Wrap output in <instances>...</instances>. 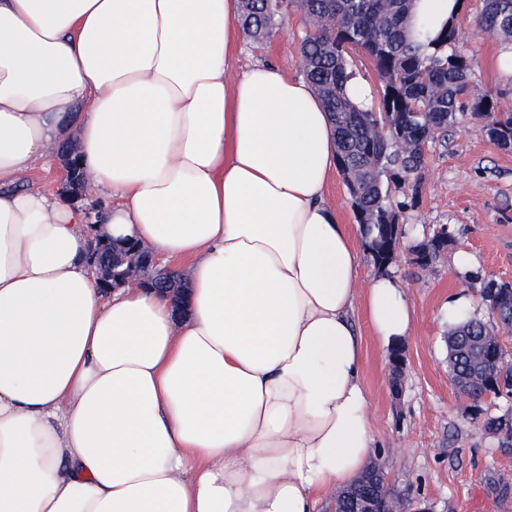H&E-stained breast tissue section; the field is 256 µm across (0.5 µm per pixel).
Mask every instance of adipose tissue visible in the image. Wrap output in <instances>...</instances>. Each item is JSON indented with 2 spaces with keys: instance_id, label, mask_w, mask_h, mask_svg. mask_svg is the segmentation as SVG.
Returning a JSON list of instances; mask_svg holds the SVG:
<instances>
[{
  "instance_id": "1",
  "label": "adipose tissue",
  "mask_w": 512,
  "mask_h": 512,
  "mask_svg": "<svg viewBox=\"0 0 512 512\" xmlns=\"http://www.w3.org/2000/svg\"><path fill=\"white\" fill-rule=\"evenodd\" d=\"M464 0H416L434 38ZM240 0H0V512H317L374 451L364 308L410 333L400 280L359 273L325 194L310 83L231 74ZM99 234L185 264L186 313L102 297L81 206L26 188L65 122Z\"/></svg>"
}]
</instances>
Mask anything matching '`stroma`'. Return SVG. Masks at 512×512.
Masks as SVG:
<instances>
[{"label":"stroma","mask_w":512,"mask_h":512,"mask_svg":"<svg viewBox=\"0 0 512 512\" xmlns=\"http://www.w3.org/2000/svg\"><path fill=\"white\" fill-rule=\"evenodd\" d=\"M464 3L457 26L472 66L471 94L493 97L512 110V80H504L497 66L500 42L477 26L482 0ZM309 28L301 11H290L271 40H244L234 71L262 60L301 76L298 42ZM410 202L399 214L406 249L394 262L413 311L399 390L389 385V350L374 338L364 310L354 314L377 453L393 488L432 512H512V497H495L483 481L488 474L512 480V452H504L480 425L481 418L511 409L512 401L465 400L448 380L449 294L464 295L469 313L484 318L488 311L454 269L451 255L426 274L407 251L435 225L445 224L455 235L454 252L473 254L483 276L512 284V150L501 149L479 125L450 129L446 141L429 144L419 193Z\"/></svg>","instance_id":"stroma-1"}]
</instances>
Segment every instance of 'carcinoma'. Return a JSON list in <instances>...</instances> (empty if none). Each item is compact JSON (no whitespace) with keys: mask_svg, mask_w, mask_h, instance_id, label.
Masks as SVG:
<instances>
[{"mask_svg":"<svg viewBox=\"0 0 512 512\" xmlns=\"http://www.w3.org/2000/svg\"><path fill=\"white\" fill-rule=\"evenodd\" d=\"M302 11L313 29L300 37L302 71L327 112L337 139L338 168L343 174L358 224L376 265L390 260L383 243L402 235L398 211L406 203L394 190L412 185L418 190L427 146L440 142L448 128L465 116L484 123L488 136L504 149L512 148V110L494 99L468 96L471 67L458 47L459 32L450 27L435 39L429 52L409 37L413 0H243L239 25L253 41L270 39L280 30L288 9ZM479 28L512 44V0H483ZM361 54L380 82L378 103L364 107L346 93L353 76L351 54ZM429 246L418 265L434 266L445 249L429 233L412 244ZM491 319L465 316L447 335L448 369L458 392L474 401L485 393L512 391V363L497 352L498 337L512 334V284L470 277ZM484 428L499 437L500 447L512 448V419L488 418ZM492 494L512 496V484L493 475L486 478Z\"/></svg>","mask_w":512,"mask_h":512,"instance_id":"carcinoma-1","label":"carcinoma"}]
</instances>
